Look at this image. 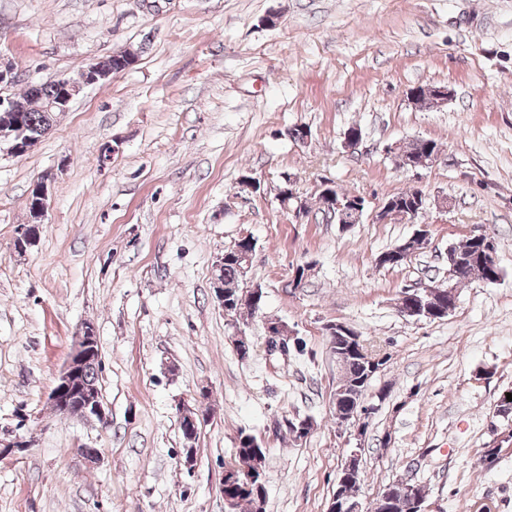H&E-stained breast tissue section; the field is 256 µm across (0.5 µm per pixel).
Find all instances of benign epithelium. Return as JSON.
<instances>
[{
    "mask_svg": "<svg viewBox=\"0 0 512 512\" xmlns=\"http://www.w3.org/2000/svg\"><path fill=\"white\" fill-rule=\"evenodd\" d=\"M113 73L110 60L103 59L96 64L83 69L76 74L69 76L60 84V93L58 96L49 100L47 110H56L66 112L69 110L73 101L87 87L98 83L99 81L111 76ZM25 104L15 98L0 96V150L10 156H20L30 151L37 144V140L26 137L22 133L20 123L12 117L14 112L25 111ZM393 154L394 164L399 169L418 172L425 170L436 163V160L429 162L423 160L418 163L411 162L405 156L390 150ZM52 175H44L38 180L33 189L37 194L38 202L34 211L37 223H43L49 198V184ZM332 182L326 179L320 180L318 185L319 194L326 197L328 204L336 210L338 223L340 224H359L365 212V200L358 195L336 196L327 192V188ZM418 211L410 213L394 207L389 203H384L374 212L373 221L386 224L392 220H405L409 217L416 218ZM477 239L482 241L481 251L479 253L480 264L485 267H496V257L494 253V244L490 237L479 234ZM240 242L247 243V246H238L235 248L238 261L242 263L241 272L247 273L251 267L252 259L255 253L254 240L244 236ZM448 284L444 291L448 293V308L440 309L433 300V288L425 287L421 289L405 290L399 300V310L402 314L414 317L418 320H431L436 315L446 316L453 312L457 306L456 291L451 284L454 277L464 268V264L453 254L448 252ZM328 333L332 343V353L336 357V362L345 364L346 354L337 349L342 345L350 351H357L363 356L366 362L368 377H374L382 366L379 362L384 357L370 351L365 342L359 336L358 332L350 326L343 323L331 324L328 326ZM97 343V331L95 325L86 322L79 329L68 356V359L55 379L51 388L48 401L56 409L60 417H66L72 408L76 407L87 419H95L105 425L109 421V414L104 406L100 391L85 381L84 368L91 360L94 352V346ZM366 390L357 387L347 391L343 388H336L334 401L342 399L348 402H355V410L352 413L357 423L356 435L363 437L368 427V418L376 409V406L368 404L365 401ZM32 446V441L21 438L11 440L0 439V458L15 455ZM360 471V451L357 448L351 449L341 466V477L339 487L333 494L328 512H362L361 504L357 496L349 494L345 487L352 484ZM248 488L254 490L255 505L259 512L264 510L265 506V476L262 470H257L248 478Z\"/></svg>",
    "mask_w": 512,
    "mask_h": 512,
    "instance_id": "benign-epithelium-1",
    "label": "benign epithelium"
}]
</instances>
